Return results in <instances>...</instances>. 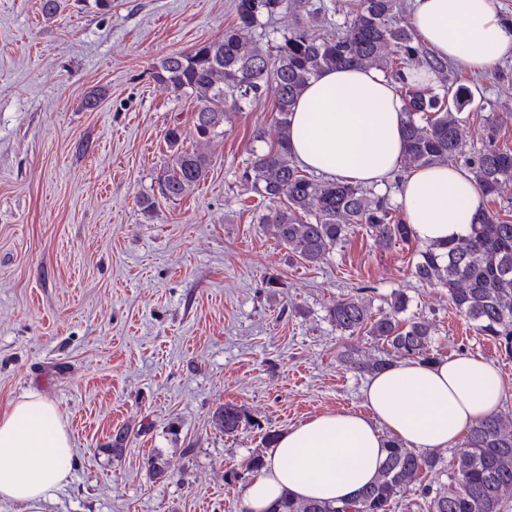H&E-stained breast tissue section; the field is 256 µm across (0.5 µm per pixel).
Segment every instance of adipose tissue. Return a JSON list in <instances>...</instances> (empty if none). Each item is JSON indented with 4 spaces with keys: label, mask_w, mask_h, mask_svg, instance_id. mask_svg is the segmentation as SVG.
<instances>
[{
    "label": "adipose tissue",
    "mask_w": 512,
    "mask_h": 512,
    "mask_svg": "<svg viewBox=\"0 0 512 512\" xmlns=\"http://www.w3.org/2000/svg\"><path fill=\"white\" fill-rule=\"evenodd\" d=\"M421 44L459 70L484 71L512 56V21L493 0H414ZM403 105L376 69L339 68L313 79L290 116L289 146L304 169L379 188L402 175L399 202L415 238L438 245L467 236L485 210L472 174L453 164L402 171ZM504 380L482 358L402 360L370 376L366 410L329 412L280 434L243 490L246 512L283 495L343 503L376 477L394 436L421 450L453 447L496 412ZM74 466L57 406L32 392L0 413V500L46 512Z\"/></svg>",
    "instance_id": "1"
}]
</instances>
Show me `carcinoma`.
I'll use <instances>...</instances> for the list:
<instances>
[{"instance_id":"1","label":"carcinoma","mask_w":512,"mask_h":512,"mask_svg":"<svg viewBox=\"0 0 512 512\" xmlns=\"http://www.w3.org/2000/svg\"><path fill=\"white\" fill-rule=\"evenodd\" d=\"M283 0H236V22L224 35L188 52H176L155 67L153 78L176 95L196 101L192 136L224 133L232 114L272 97L277 139L267 142L255 131L240 175L253 194L276 207L258 215V223L300 264L313 267L327 260L350 226L362 224L381 247L411 240L410 225L392 223L386 196L360 184L318 177L303 170L288 146L289 115L307 83L339 67L377 69L391 81L404 103L407 168L461 160L487 197H497L512 183V151L493 145L498 122L483 119L490 145L467 152L459 114L474 105L464 86L442 91L412 84L408 73L426 68L445 75L446 62L417 41L405 21L407 0H330V4L293 0L292 24L286 31L257 33L262 18L279 13ZM344 22L322 28L326 15ZM165 140L171 162L160 173L159 195L182 200L208 172L209 160L185 146L177 126ZM413 277L448 289V302L473 323L476 331L512 356V223L497 210L485 211L470 233L444 246H424L413 253ZM343 295L327 307L329 321L341 333H364L381 342V355L363 361L347 347L340 360L374 374L397 358L431 362L433 331L429 323L406 318L410 298L394 292L387 307L374 309L372 299ZM218 429L233 435L253 425L241 406L227 403L214 415ZM451 467L440 450L417 454L396 438L387 440V455L376 479L350 502L303 500L284 494L271 512H392L395 501L420 492L425 512H504L512 493V411H496L466 434Z\"/></svg>"}]
</instances>
